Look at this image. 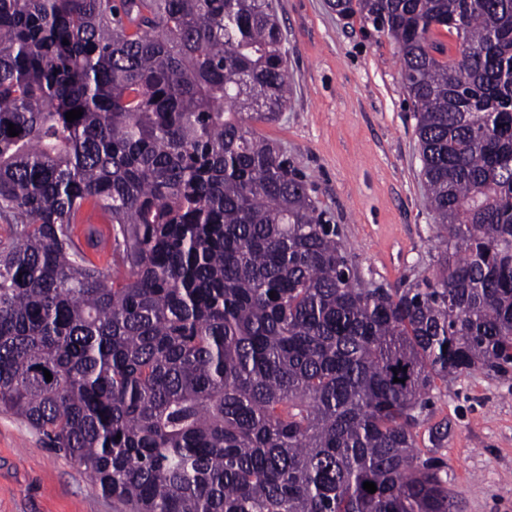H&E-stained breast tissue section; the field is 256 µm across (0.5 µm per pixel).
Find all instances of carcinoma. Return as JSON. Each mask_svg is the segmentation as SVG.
I'll list each match as a JSON object with an SVG mask.
<instances>
[{
    "label": "carcinoma",
    "instance_id": "1",
    "mask_svg": "<svg viewBox=\"0 0 512 512\" xmlns=\"http://www.w3.org/2000/svg\"><path fill=\"white\" fill-rule=\"evenodd\" d=\"M332 6L401 54L445 242L405 288L254 127L288 105L271 0H0V408L117 512H453L420 415L512 374V0Z\"/></svg>",
    "mask_w": 512,
    "mask_h": 512
}]
</instances>
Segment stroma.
<instances>
[{"label": "stroma", "instance_id": "stroma-1", "mask_svg": "<svg viewBox=\"0 0 512 512\" xmlns=\"http://www.w3.org/2000/svg\"><path fill=\"white\" fill-rule=\"evenodd\" d=\"M273 6L291 92L277 121L257 131L306 177L365 279L394 287L431 275L441 245L396 45L363 32L330 0ZM430 397L417 447L443 463L455 512H512V379L472 369ZM443 425L448 436L434 444L431 432ZM116 509L69 456L0 411V512Z\"/></svg>", "mask_w": 512, "mask_h": 512}]
</instances>
